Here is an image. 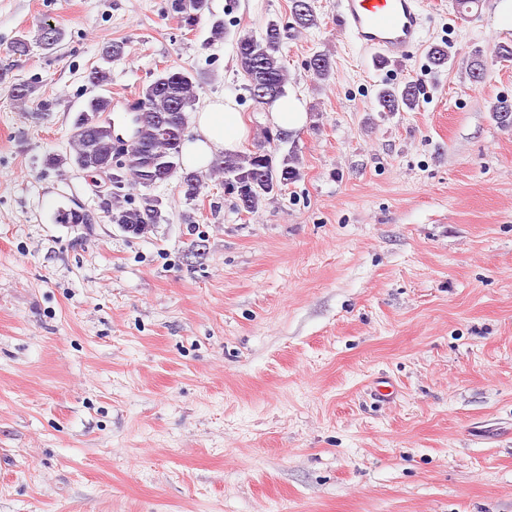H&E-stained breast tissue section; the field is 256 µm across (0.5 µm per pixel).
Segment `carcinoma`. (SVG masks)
I'll return each mask as SVG.
<instances>
[{
    "label": "carcinoma",
    "instance_id": "cac0c4a2",
    "mask_svg": "<svg viewBox=\"0 0 512 512\" xmlns=\"http://www.w3.org/2000/svg\"><path fill=\"white\" fill-rule=\"evenodd\" d=\"M171 10L187 28H192L209 10V0H171ZM291 18L297 28H317L320 20L310 0H292ZM50 23L37 26L35 41L46 49L57 47L63 32ZM283 32L271 20L260 37L241 36L236 43V57L247 84L245 89L260 108H270L286 94L288 75L282 57ZM315 78L331 77L330 54L317 52L307 61ZM198 74L190 68L164 69L139 93L136 108L135 138L128 150L126 165L112 166L117 153L111 126L102 119L112 112V98L97 95L89 100L75 118L71 130L74 164L82 171L97 174L112 167L107 214L111 223L135 236L147 234L161 219L162 200L151 190L158 184L174 181L185 196L192 199L204 187L197 171L182 166L181 146L185 139L187 109L196 101ZM35 91L33 82L11 85V96L20 102L30 100ZM421 87L410 81L399 87L385 84L376 94L382 112L412 110L419 102ZM500 123L512 126V101L499 98L491 103ZM213 168L224 173V189L234 195L239 210L256 213L282 193L285 186L302 176L295 152L278 154L277 150L257 147L246 155L217 158ZM143 188L138 202H132L131 191Z\"/></svg>",
    "mask_w": 512,
    "mask_h": 512
}]
</instances>
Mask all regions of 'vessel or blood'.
<instances>
[{
  "label": "vessel or blood",
  "mask_w": 512,
  "mask_h": 512,
  "mask_svg": "<svg viewBox=\"0 0 512 512\" xmlns=\"http://www.w3.org/2000/svg\"><path fill=\"white\" fill-rule=\"evenodd\" d=\"M421 0H336V26L364 52L387 61L421 47Z\"/></svg>",
  "instance_id": "obj_1"
}]
</instances>
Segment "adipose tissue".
<instances>
[{"label":"adipose tissue","mask_w":512,"mask_h":512,"mask_svg":"<svg viewBox=\"0 0 512 512\" xmlns=\"http://www.w3.org/2000/svg\"><path fill=\"white\" fill-rule=\"evenodd\" d=\"M248 135L232 100L209 104L194 117V136L183 145V162L193 169H206L215 156L236 152Z\"/></svg>","instance_id":"1"}]
</instances>
